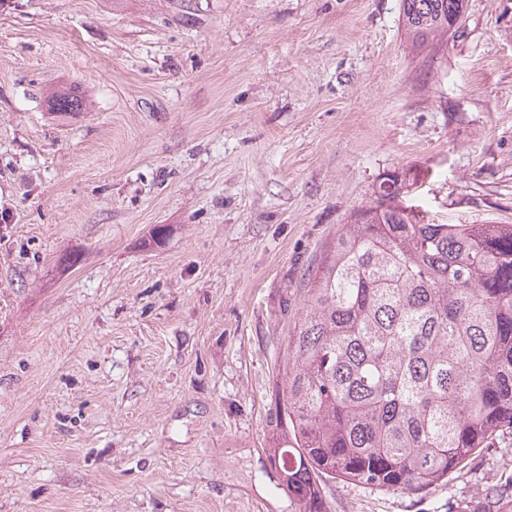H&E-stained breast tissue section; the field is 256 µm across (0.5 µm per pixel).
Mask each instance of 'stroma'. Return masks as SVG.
I'll list each match as a JSON object with an SVG mask.
<instances>
[{
  "instance_id": "obj_1",
  "label": "stroma",
  "mask_w": 512,
  "mask_h": 512,
  "mask_svg": "<svg viewBox=\"0 0 512 512\" xmlns=\"http://www.w3.org/2000/svg\"><path fill=\"white\" fill-rule=\"evenodd\" d=\"M0 0V512H284L258 462L304 281L388 171L512 224V0ZM75 90L78 112L51 94ZM506 433L423 493L512 512ZM464 0H401L400 21L416 50L443 46L448 32L454 28V15L463 17ZM459 26L454 28V32Z\"/></svg>"
}]
</instances>
